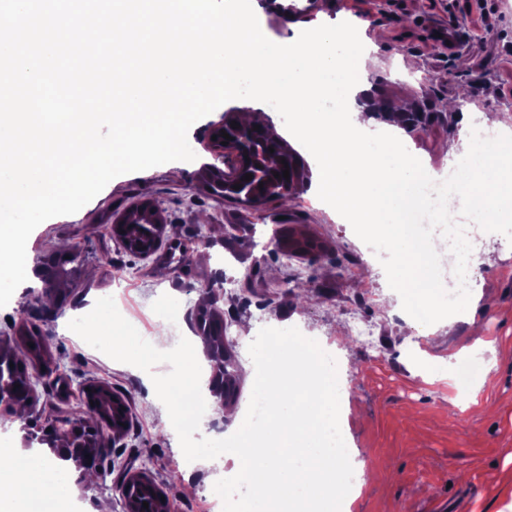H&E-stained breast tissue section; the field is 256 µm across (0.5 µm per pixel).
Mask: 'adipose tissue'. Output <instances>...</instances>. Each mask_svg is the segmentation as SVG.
Returning <instances> with one entry per match:
<instances>
[{
  "mask_svg": "<svg viewBox=\"0 0 512 512\" xmlns=\"http://www.w3.org/2000/svg\"><path fill=\"white\" fill-rule=\"evenodd\" d=\"M458 172L452 182L454 192L465 193L476 212L491 224L512 223V120H482L480 125L461 127L454 148ZM184 374L172 379L167 395L170 419L193 426L199 414L212 417L224 410L218 399L209 396L200 347L186 357ZM13 456L11 467L0 468V507L8 512H57L62 500L73 498L74 475L80 462L69 459L58 466L46 463V452L32 448L17 452L1 447L0 455Z\"/></svg>",
  "mask_w": 512,
  "mask_h": 512,
  "instance_id": "adipose-tissue-1",
  "label": "adipose tissue"
}]
</instances>
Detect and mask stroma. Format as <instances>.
<instances>
[{
	"label": "stroma",
	"mask_w": 512,
	"mask_h": 512,
	"mask_svg": "<svg viewBox=\"0 0 512 512\" xmlns=\"http://www.w3.org/2000/svg\"><path fill=\"white\" fill-rule=\"evenodd\" d=\"M259 21L269 37L282 39L318 22L352 21L366 26L377 45L378 66L370 76L378 100L432 113L424 134L414 136L416 151L436 170L447 169L446 145L458 140L462 120L483 113L512 114V0H258ZM458 34L456 51L444 33ZM468 93L466 106L446 102ZM244 100L226 102L223 111L197 121L188 132L196 154L184 163L182 178L170 165L120 175L78 212L50 218L30 235L27 251L33 278L0 307V331L34 322L28 303L47 287L78 285L77 301L38 322L52 340L53 359L30 363L36 383L31 413L38 426L66 416L81 389L106 384L129 405V425L121 437L103 427L106 476L81 484L74 512H92L106 502L124 512L116 490L125 466L153 480L174 503V512H202L219 479L234 464L221 456L189 468L177 436L164 426L166 403L161 373L123 363L119 343L104 344L105 327L87 324L92 300L110 297L116 321L133 336L151 341L159 325L154 310L177 301L171 323L191 336L197 296L222 279L218 306L229 324V351L236 364L234 410H246L255 377L240 344L256 323L244 297L271 298L270 323L297 327L319 337L345 370V444L354 469L372 472L351 512H512V241L480 232L472 252L481 262L468 283L466 314L451 329L424 336L394 312L382 274L365 278L369 256L351 225L308 207L309 189L288 206L268 203L261 215L241 203L210 196L211 172L224 166V152L212 140L227 113H239ZM163 210L170 227L157 251L145 258L127 253L118 239L99 229L102 217L120 222L143 201ZM207 221L218 234L197 238ZM316 236L325 247L318 257L284 259L273 228ZM189 264H182L183 248ZM78 251L69 279L55 277L56 253ZM111 257V265L101 257ZM316 282H309V274ZM291 278L299 295L282 296L276 285ZM369 322L376 350L365 349L346 328L349 315ZM474 351L494 360L484 386L459 387L453 380L423 379L425 361L455 364Z\"/></svg>",
	"instance_id": "35a3bbf8"
}]
</instances>
